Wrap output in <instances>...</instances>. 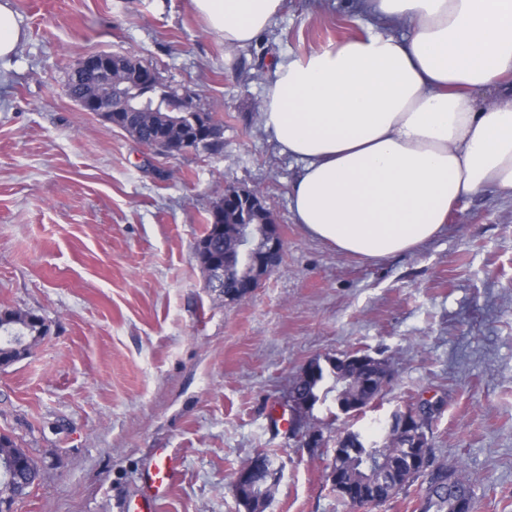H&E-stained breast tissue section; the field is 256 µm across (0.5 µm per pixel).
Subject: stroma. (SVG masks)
<instances>
[{
  "mask_svg": "<svg viewBox=\"0 0 512 512\" xmlns=\"http://www.w3.org/2000/svg\"><path fill=\"white\" fill-rule=\"evenodd\" d=\"M26 33L0 62V309L49 331L0 367V432L39 479L11 512H116L168 449L179 471L157 512H245L234 480L260 452L284 464L266 512H365L331 486L337 433L433 406L431 448L459 467L474 512H512V198L462 200L414 251L368 262L306 233L298 163L259 124L274 59L363 32L350 0H287L253 44L227 50L190 0H12ZM127 54L194 94L223 126L216 152L155 155L67 91L90 53ZM235 186L260 192L284 240L260 288L229 302L196 261L205 218ZM387 360L376 407L334 399L294 436L289 391L312 360ZM5 456L21 457L26 463L27 477L29 478V486L33 485V481L38 476V467L34 459L21 447L17 440L5 433H0V459Z\"/></svg>",
  "mask_w": 512,
  "mask_h": 512,
  "instance_id": "obj_1",
  "label": "stroma"
}]
</instances>
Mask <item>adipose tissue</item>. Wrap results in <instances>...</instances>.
<instances>
[{"instance_id": "ef3b65f1", "label": "adipose tissue", "mask_w": 512, "mask_h": 512, "mask_svg": "<svg viewBox=\"0 0 512 512\" xmlns=\"http://www.w3.org/2000/svg\"><path fill=\"white\" fill-rule=\"evenodd\" d=\"M227 49L285 0H191ZM365 34L280 58L265 133L300 165L291 210L313 238L380 261L435 239L463 198H512V0H356Z\"/></svg>"}]
</instances>
